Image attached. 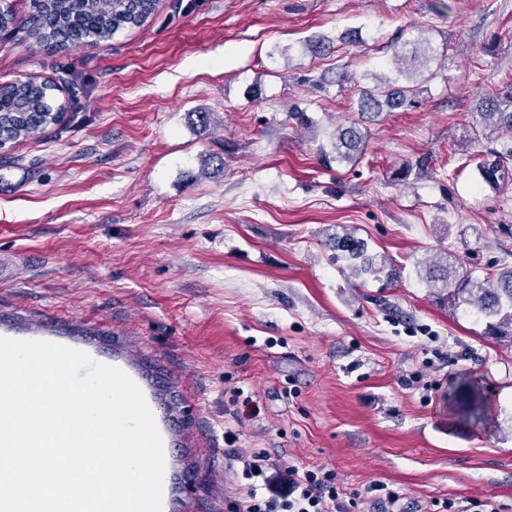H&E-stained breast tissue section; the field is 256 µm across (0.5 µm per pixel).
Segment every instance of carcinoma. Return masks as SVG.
Here are the masks:
<instances>
[{
	"label": "carcinoma",
	"mask_w": 512,
	"mask_h": 512,
	"mask_svg": "<svg viewBox=\"0 0 512 512\" xmlns=\"http://www.w3.org/2000/svg\"><path fill=\"white\" fill-rule=\"evenodd\" d=\"M33 14L19 24L11 10L0 13V29L21 27L35 43L52 52H67L88 42L105 41L126 28L143 26L156 10L157 0H32ZM397 77L342 72L338 83L358 94V113L366 119L385 111L418 104L421 84L435 77L436 59L429 40L420 36L393 45ZM56 84L28 78L0 85V137L13 142L26 138L64 117L65 106L55 96ZM477 135L504 138L501 149L492 150L477 162L476 171L488 185L512 184V80L478 100L473 113ZM362 134L356 123L336 127L332 147L336 162H351L360 150ZM336 251L348 261L356 277L395 280L400 268L389 258L370 255L365 242L344 232L334 236ZM427 287L452 310L472 315L485 324L484 335L512 337V251L505 250L496 269L481 277L461 261L444 257L417 271ZM456 415L464 423L485 419L479 382L470 380L459 390Z\"/></svg>",
	"instance_id": "cac0c4a2"
}]
</instances>
